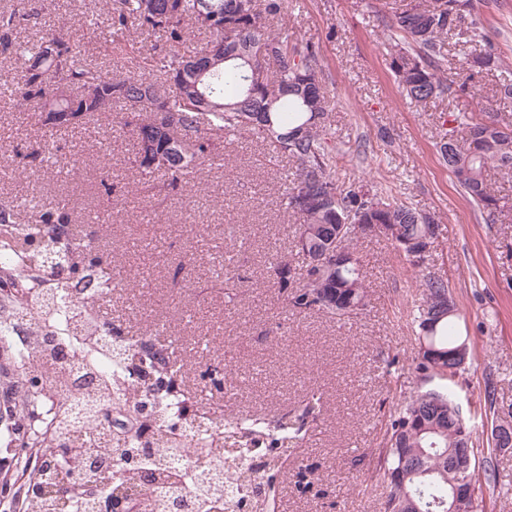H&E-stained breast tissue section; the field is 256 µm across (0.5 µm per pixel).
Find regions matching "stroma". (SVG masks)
Returning <instances> with one entry per match:
<instances>
[{
    "mask_svg": "<svg viewBox=\"0 0 512 512\" xmlns=\"http://www.w3.org/2000/svg\"><path fill=\"white\" fill-rule=\"evenodd\" d=\"M55 2L61 26L104 60L89 22L106 13L109 0ZM473 4L480 30L465 25L449 35L444 65L449 78H471L476 93L417 103L390 69L384 22L400 0H288V32L298 45L314 43L326 84L338 183L410 205L439 226L419 266L383 239L356 241L368 298L350 318L318 310L289 317L282 308L270 262L276 254L297 260L293 225L279 206L294 165L269 145L246 134L227 138L222 168L197 171L173 193H146L132 164L135 139L121 130L119 114L53 135L0 95V170L13 168L16 151L36 142L53 137L59 145L52 165L0 177V201L31 192L67 200L72 224L94 232L121 274L110 317L143 336L159 329L179 337L188 394L204 390L200 373L218 356L232 367L225 386L247 387L224 396L225 416L282 415L298 409L306 392L321 394V414L287 461L259 474L272 488L271 512H383L374 479L389 416L399 399L440 383L414 370L412 307L427 275L447 282L458 326L469 336L455 392L476 425L474 461L493 460L496 472L494 484L477 485L478 512H512V448L494 449L491 439L492 425L512 421V211L480 210L439 154L449 120L477 114L478 96L490 99L499 125L512 128V97L500 96L501 85L512 83V0ZM490 46L503 66L469 74L467 59ZM238 254L246 282L231 305L214 267L220 256ZM489 386L493 406L485 400Z\"/></svg>",
    "mask_w": 512,
    "mask_h": 512,
    "instance_id": "35a3bbf8",
    "label": "stroma"
}]
</instances>
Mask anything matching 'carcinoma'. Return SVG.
<instances>
[{
    "mask_svg": "<svg viewBox=\"0 0 512 512\" xmlns=\"http://www.w3.org/2000/svg\"><path fill=\"white\" fill-rule=\"evenodd\" d=\"M471 0H407L395 12L389 32L390 67L415 102L469 89L472 76L456 82L443 70L442 43L470 14ZM288 0H256L243 9L240 0H111L107 17L92 22L98 41L110 51L136 52L138 71L102 75L87 63L81 39L48 25L29 43L11 39L27 24L28 0H17L0 15V46L13 50L20 78L11 96L24 112L42 117L58 103L76 106L85 121L105 112L123 113L121 126L136 139L135 164L152 185L163 178L174 189L204 165L224 163V138L251 134L295 163L284 183L282 202L295 217L300 287L284 298L285 311L319 309L348 317L344 304L366 300L365 275L351 243L367 224L386 226L382 238L402 254L426 250L438 225L412 207L368 196L358 187L337 184L328 151L329 101L313 46L291 43L283 20ZM144 35L136 43L131 32ZM205 35L200 48L179 46ZM162 41L169 50L156 52ZM265 41L273 54L257 63L263 79H254L249 62L253 46ZM501 58L479 53L468 70L498 66ZM456 145L440 143L443 162L478 208L491 213L507 208L492 193L494 170L512 172V129L503 128L481 108L465 124ZM45 140L18 155L15 172L53 157ZM27 210L26 221H17ZM345 242L355 264L339 266L325 257L336 239ZM111 262L92 236L72 227L64 207L36 199L0 202V336L25 321L33 324L35 363L21 350L7 389L14 398L17 449L12 456L14 483L35 485L39 493L13 496L14 512H108L120 504L123 485L140 489L139 512H169L185 501L191 512H224L226 487L251 478L242 461L265 438L273 448L300 438L316 421L320 397L308 393L300 413L269 422L239 416L224 428L247 444L224 447L212 421L187 430L188 397L180 388L181 367L162 334L129 336L112 322L104 324V342H80L84 323L100 319L102 302L119 286ZM280 288L288 289V258L271 262ZM224 275L229 301L238 298V273ZM418 319L416 372L453 380L467 358V337L457 328L455 311L440 309L448 284L429 278ZM139 387L126 386L125 376ZM474 425L461 414L446 385L420 391L401 402L386 429L384 464L377 474L385 488V512H448V492L459 475L455 453L470 447ZM193 454L199 462L187 473L176 467Z\"/></svg>",
    "mask_w": 512,
    "mask_h": 512,
    "instance_id": "carcinoma-1",
    "label": "carcinoma"
}]
</instances>
